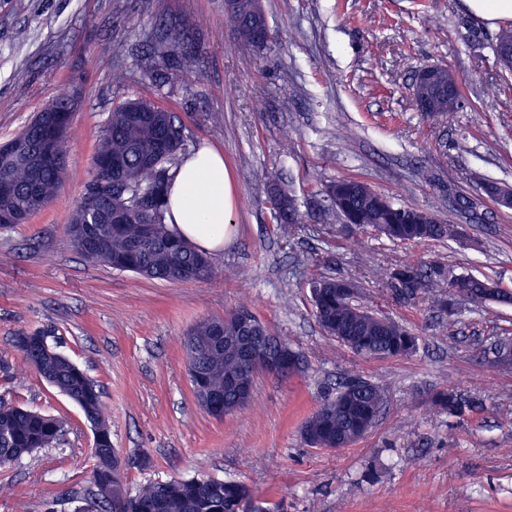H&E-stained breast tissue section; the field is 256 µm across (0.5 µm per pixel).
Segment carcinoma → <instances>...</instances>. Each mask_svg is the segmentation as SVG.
Listing matches in <instances>:
<instances>
[{"label": "carcinoma", "instance_id": "cac0c4a2", "mask_svg": "<svg viewBox=\"0 0 512 512\" xmlns=\"http://www.w3.org/2000/svg\"><path fill=\"white\" fill-rule=\"evenodd\" d=\"M224 25L244 46L260 49L258 32H265V42L273 33L261 0H238V6L224 11ZM39 121L32 119L17 137L27 140L29 150L40 149L37 136ZM182 129L175 124L173 113L140 99H129L109 114L97 144L95 159H117L125 164L122 175L107 179L93 173L86 192L71 214L68 234L72 247L91 262L141 276L175 282L171 276L174 256L181 257L186 276L182 282L208 281L217 271L201 250L176 236L165 222L166 195L178 168V153L183 149ZM18 189L12 200H0V208L26 205L25 193L31 183L38 185L44 207L62 187L65 167L56 170L36 169L28 164L1 166ZM272 203L271 221L286 236H293L300 223L296 199L282 184L279 176L269 173L262 182ZM324 205L320 217L325 224L349 221L362 232H375L389 241L420 243L450 240L463 235L461 224H426L427 211L398 204L374 191L367 183L343 177L321 189ZM99 197L105 206L125 214L119 229L98 222L91 202ZM154 225L153 238H143V225ZM93 230L91 247L84 244L86 230ZM387 287L398 300H413L430 294L431 306L447 310L452 305L454 289L468 292L466 299L483 303L482 278L457 275L441 265L427 268L404 264L384 273ZM337 279L321 280L312 287L314 314L327 335L367 356L403 357L417 348V337L402 323L374 314L360 313L356 298L339 292ZM215 318L198 321L188 332L199 342L210 339ZM44 336L31 340L19 349L22 361L61 395L80 407L86 420L97 431L96 447H112L111 425L101 401V392L86 373L62 352L47 354ZM256 370L245 366L233 353L208 352L204 356L202 385L224 394V407L230 414L249 399L225 389L229 381L251 382ZM389 395L381 383L350 380L325 398L304 423L301 435L311 447L323 448L343 439L351 444L376 422ZM435 402L448 415L460 417L476 402L465 400L454 391L439 393ZM65 420L38 411L0 401V456L18 449L30 455L59 439ZM95 491L88 499L91 512H112V501L124 497V512H240L250 498L247 485L233 480L173 478L153 481L130 494L114 478L110 460L96 456Z\"/></svg>", "mask_w": 512, "mask_h": 512}]
</instances>
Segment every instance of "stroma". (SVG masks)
<instances>
[{
  "label": "stroma",
  "instance_id": "obj_1",
  "mask_svg": "<svg viewBox=\"0 0 512 512\" xmlns=\"http://www.w3.org/2000/svg\"><path fill=\"white\" fill-rule=\"evenodd\" d=\"M278 39L241 46L224 0H0V143L56 98L78 94L56 199L0 227V399L66 420L52 446L0 466V512H76L93 488V433L81 410L23 363L16 336L37 332L99 386L112 446L129 458L128 492L150 481L247 484L242 512H512V368L491 348L512 338V306L462 302L437 313L397 302L379 279L399 264L452 266L512 291V208L484 180L512 186V73L495 58L498 27L464 0H263ZM183 28L199 63L184 75L153 53ZM451 69L461 105L429 118L416 71ZM126 69L125 88L112 84ZM141 97L174 113L184 153L224 155L237 194L235 233L211 254L223 275L168 283L88 262L67 225L91 179L112 109ZM428 166L438 181L420 182ZM283 170L302 215L292 240L271 222L258 181ZM356 177L378 193L465 227L457 240L395 244L320 223L318 188ZM478 204L476 219L457 198ZM351 278L371 310L418 338L406 357H366L317 323L312 285ZM245 307L299 352L290 377L257 373L253 398L218 420L196 403L182 339L204 318ZM347 379L386 384L389 400L352 445L307 446L304 422ZM480 404L451 417L435 393Z\"/></svg>",
  "mask_w": 512,
  "mask_h": 512
}]
</instances>
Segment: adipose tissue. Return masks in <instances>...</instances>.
Masks as SVG:
<instances>
[{
  "label": "adipose tissue",
  "mask_w": 512,
  "mask_h": 512,
  "mask_svg": "<svg viewBox=\"0 0 512 512\" xmlns=\"http://www.w3.org/2000/svg\"><path fill=\"white\" fill-rule=\"evenodd\" d=\"M234 201L223 154L202 148L180 162L168 191L166 222L183 240L217 252L232 240Z\"/></svg>",
  "instance_id": "1"
}]
</instances>
